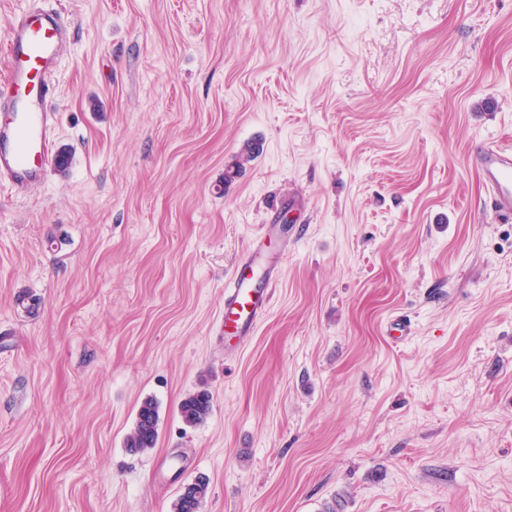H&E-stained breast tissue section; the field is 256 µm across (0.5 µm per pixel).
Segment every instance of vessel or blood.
Masks as SVG:
<instances>
[{
	"label": "vessel or blood",
	"instance_id": "obj_1",
	"mask_svg": "<svg viewBox=\"0 0 512 512\" xmlns=\"http://www.w3.org/2000/svg\"><path fill=\"white\" fill-rule=\"evenodd\" d=\"M70 33L57 10L34 5L21 12L4 44L7 75L0 80V185L22 194L42 182L55 165L53 77ZM473 162L502 221H512V149L483 145ZM253 242L236 263L224 291V332L247 336L267 312L277 263Z\"/></svg>",
	"mask_w": 512,
	"mask_h": 512
}]
</instances>
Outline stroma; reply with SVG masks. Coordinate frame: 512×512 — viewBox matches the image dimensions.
Instances as JSON below:
<instances>
[{
    "instance_id": "1",
    "label": "stroma",
    "mask_w": 512,
    "mask_h": 512,
    "mask_svg": "<svg viewBox=\"0 0 512 512\" xmlns=\"http://www.w3.org/2000/svg\"><path fill=\"white\" fill-rule=\"evenodd\" d=\"M44 4L71 163L0 188V512H174L200 477V512H512V222L471 160L512 148V0ZM252 243L236 263L224 290V335L235 340L247 336L267 312L270 288L277 279V263L264 258L263 239ZM212 395L207 390L198 391L186 398L180 405V413L188 425H196L210 412ZM158 413L153 400L143 401L138 410L136 426L127 438L126 446L135 452L154 448L157 441Z\"/></svg>"
}]
</instances>
